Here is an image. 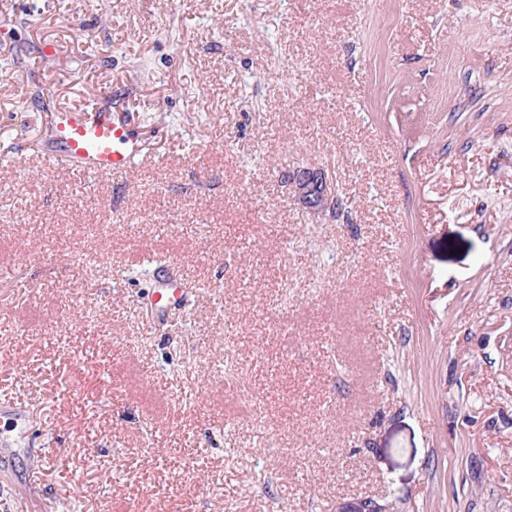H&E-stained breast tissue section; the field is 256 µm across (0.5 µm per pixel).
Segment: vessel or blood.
<instances>
[{"label":"vessel or blood","instance_id":"1","mask_svg":"<svg viewBox=\"0 0 512 512\" xmlns=\"http://www.w3.org/2000/svg\"><path fill=\"white\" fill-rule=\"evenodd\" d=\"M146 147L126 109L105 99L91 106L55 111L53 133L45 153L50 161L77 167L87 175H123L132 170ZM158 312L183 301L176 279L162 274L155 291Z\"/></svg>","mask_w":512,"mask_h":512}]
</instances>
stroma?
Returning <instances> with one entry per match:
<instances>
[{
  "label": "stroma",
  "mask_w": 512,
  "mask_h": 512,
  "mask_svg": "<svg viewBox=\"0 0 512 512\" xmlns=\"http://www.w3.org/2000/svg\"><path fill=\"white\" fill-rule=\"evenodd\" d=\"M107 96L161 162H46ZM366 498L512 512V0H0V512ZM288 180L294 185L295 200L313 211L322 210L334 194L332 180L322 168H298L289 173ZM163 268H165V265L157 268V287L155 289L157 297L155 304L159 314H163L168 307L182 302L185 295V290L180 288L176 279L166 273L160 275Z\"/></svg>",
  "instance_id": "obj_1"
}]
</instances>
